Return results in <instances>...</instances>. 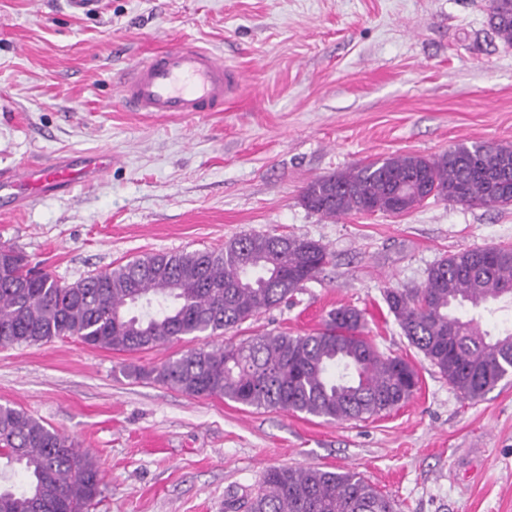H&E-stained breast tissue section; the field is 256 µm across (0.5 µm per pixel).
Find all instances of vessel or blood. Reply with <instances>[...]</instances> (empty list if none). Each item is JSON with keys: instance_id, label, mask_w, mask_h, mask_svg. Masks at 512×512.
<instances>
[{"instance_id": "b4317fda", "label": "vessel or blood", "mask_w": 512, "mask_h": 512, "mask_svg": "<svg viewBox=\"0 0 512 512\" xmlns=\"http://www.w3.org/2000/svg\"><path fill=\"white\" fill-rule=\"evenodd\" d=\"M241 79L211 52L182 43L136 64L117 85V95L137 112H217ZM112 166L107 151L62 157L0 175V205L21 207L31 195H54L91 182Z\"/></svg>"}]
</instances>
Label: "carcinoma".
I'll use <instances>...</instances> for the list:
<instances>
[{
    "label": "carcinoma",
    "mask_w": 512,
    "mask_h": 512,
    "mask_svg": "<svg viewBox=\"0 0 512 512\" xmlns=\"http://www.w3.org/2000/svg\"><path fill=\"white\" fill-rule=\"evenodd\" d=\"M488 22L512 44V0H490ZM512 206V146L460 144L428 158L394 155L311 181L303 205L326 218L407 214L428 200ZM451 254L435 263L423 288L391 289L385 301L410 343L467 400L484 397L512 373V331L492 336L458 311L512 298V249ZM329 261L322 244L255 233L218 250L158 252L62 285L0 246V347L74 337L116 352L150 349L183 336H214L290 299ZM360 312L339 307L306 336L268 332L238 344H204L160 367L137 369L186 395L256 409L304 413L327 421L390 411L418 390L400 356L386 355L359 329ZM24 483H10L14 465ZM265 489L237 512H394L359 473L316 467L270 468ZM93 453L34 416L0 405V512H89L102 493Z\"/></svg>",
    "instance_id": "cac0c4a2"
}]
</instances>
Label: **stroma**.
I'll return each instance as SVG.
<instances>
[{"label":"stroma","mask_w":512,"mask_h":512,"mask_svg":"<svg viewBox=\"0 0 512 512\" xmlns=\"http://www.w3.org/2000/svg\"><path fill=\"white\" fill-rule=\"evenodd\" d=\"M489 0H0V172L107 150L112 167L71 192L0 210V245L65 284L153 252L219 249L250 233L319 242L330 258L287 303L217 343L304 336L340 306L419 389L361 421L191 397L128 377L201 346L134 352L74 338L0 347V405L97 457L91 512H226L271 467L359 472L396 512H512V376L461 398L410 345L384 300L424 287L450 254L512 248V207L428 201L404 216L326 218L307 184L392 155L512 145V45ZM209 49L242 74L223 111L134 112L115 85L168 46Z\"/></svg>","instance_id":"1"}]
</instances>
